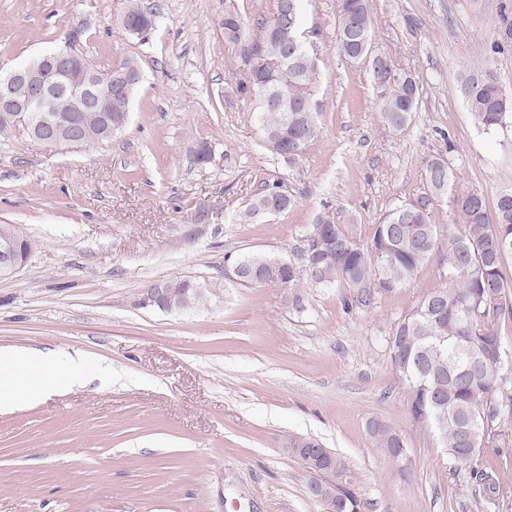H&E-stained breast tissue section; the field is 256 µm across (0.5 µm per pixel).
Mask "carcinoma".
<instances>
[{"mask_svg":"<svg viewBox=\"0 0 512 512\" xmlns=\"http://www.w3.org/2000/svg\"><path fill=\"white\" fill-rule=\"evenodd\" d=\"M287 0H275L273 18L257 22V31L247 35L246 21L229 2L224 9V41L241 48V53L261 54L265 65L255 70L256 79L267 83L272 93L288 91V102L267 103L253 114L271 151L288 158L298 157L318 134L317 104L313 99L319 72L308 52L291 60L286 14ZM337 48L344 57L363 59L360 46L346 42L348 32L363 27L368 32L366 47L373 44L371 0H339ZM385 122L404 127L416 110L419 90L415 80L400 72L395 61L371 70ZM476 126L488 133L512 123V95L494 78L480 72L468 73L459 87ZM458 174L447 162L427 163L425 181L429 192L413 201L395 205L375 225L370 240L361 244L344 225L324 221L334 259L321 261L311 272L304 266L268 254L226 260L236 265L262 269L280 264L276 278L244 277V286L293 290L309 277L322 286L348 290L347 308L373 305L382 293L409 284L433 253H438L452 287L421 296L413 309L394 329L389 349L398 380L412 391L411 414L415 421L443 438V447L456 461H471L500 425L512 419V388L501 387L497 356L503 349L496 327L512 320V281L503 271L512 255V190L499 195L495 217L489 219L483 195L477 191L457 192ZM283 184L262 189L239 215L251 222L271 202L280 200V211L292 205V197L280 194ZM448 198L464 220V230L442 246L437 225L432 223L434 199ZM368 433L373 445L394 462L407 460L402 436L372 420ZM336 481L322 480V499L336 505V512H360V502L350 489L352 480L345 463L319 466Z\"/></svg>","mask_w":512,"mask_h":512,"instance_id":"carcinoma-1","label":"carcinoma"}]
</instances>
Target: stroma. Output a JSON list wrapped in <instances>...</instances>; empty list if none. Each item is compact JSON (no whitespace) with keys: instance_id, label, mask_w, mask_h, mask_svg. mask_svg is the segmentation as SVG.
Instances as JSON below:
<instances>
[{"instance_id":"1","label":"stroma","mask_w":512,"mask_h":512,"mask_svg":"<svg viewBox=\"0 0 512 512\" xmlns=\"http://www.w3.org/2000/svg\"><path fill=\"white\" fill-rule=\"evenodd\" d=\"M130 4L0 0V72L77 28L76 51L98 68L131 58L142 75L109 142L51 149L0 136V225L32 243L24 269L0 281V348L81 351L112 370L0 410V512H326L285 447L292 436L346 462L361 512H512V424L455 462L415 423L395 375V327L449 285L438 257L361 309L309 280L293 293L242 285L231 264L250 253L300 263L326 216L368 241L395 204L426 192L432 159L495 206L512 189V125L481 131L458 86L487 71L512 93V0H372L375 47L419 88L400 129L383 120L367 65L338 52L337 0H303L321 110L293 160L265 148L235 92L224 0H144L159 15L144 38L121 23ZM274 181L294 205L239 223ZM176 277L200 284L201 305L140 306ZM372 420L402 435L407 468L374 447ZM477 470L496 482L492 497Z\"/></svg>"}]
</instances>
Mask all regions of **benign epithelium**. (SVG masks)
I'll return each instance as SVG.
<instances>
[{"label": "benign epithelium", "mask_w": 512, "mask_h": 512, "mask_svg": "<svg viewBox=\"0 0 512 512\" xmlns=\"http://www.w3.org/2000/svg\"><path fill=\"white\" fill-rule=\"evenodd\" d=\"M141 80L138 70L111 68L101 71L74 51H46L18 69L0 76V123L23 129L28 136L49 148L81 147L87 140L86 112L98 119L109 135L120 132L128 120L130 93ZM69 99L71 114L58 113L57 99ZM121 117L112 120V113ZM28 255L18 246V236L10 224L0 226V280L15 277ZM142 304L159 303L172 310H185L180 297L167 288L144 293Z\"/></svg>", "instance_id": "7a95c632"}]
</instances>
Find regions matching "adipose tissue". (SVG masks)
Here are the masks:
<instances>
[{"label":"adipose tissue","instance_id":"obj_1","mask_svg":"<svg viewBox=\"0 0 512 512\" xmlns=\"http://www.w3.org/2000/svg\"><path fill=\"white\" fill-rule=\"evenodd\" d=\"M104 368L84 353L57 358L51 351L32 348L0 349V409L20 401H35L50 392L84 385Z\"/></svg>","mask_w":512,"mask_h":512}]
</instances>
